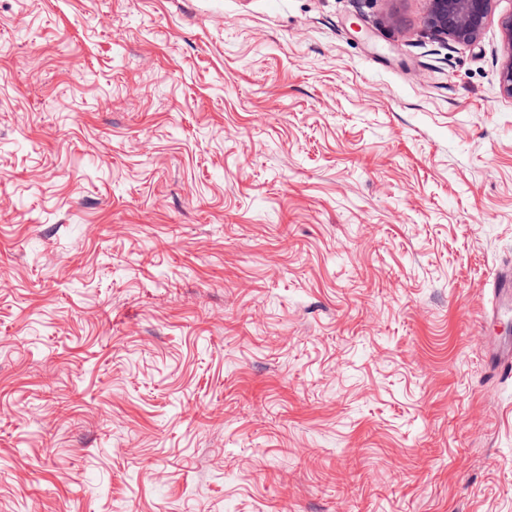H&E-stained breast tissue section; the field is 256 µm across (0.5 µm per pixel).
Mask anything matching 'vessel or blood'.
I'll return each instance as SVG.
<instances>
[{
	"instance_id": "obj_1",
	"label": "vessel or blood",
	"mask_w": 512,
	"mask_h": 512,
	"mask_svg": "<svg viewBox=\"0 0 512 512\" xmlns=\"http://www.w3.org/2000/svg\"><path fill=\"white\" fill-rule=\"evenodd\" d=\"M487 303L478 318L485 363L497 378L512 379V332L505 318L512 314V264L498 267L484 284Z\"/></svg>"
}]
</instances>
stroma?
I'll use <instances>...</instances> for the list:
<instances>
[{
  "instance_id": "35a3bbf8",
  "label": "stroma",
  "mask_w": 512,
  "mask_h": 512,
  "mask_svg": "<svg viewBox=\"0 0 512 512\" xmlns=\"http://www.w3.org/2000/svg\"><path fill=\"white\" fill-rule=\"evenodd\" d=\"M427 9L0 0V512H512L501 33ZM487 303L478 318V335L483 346L485 363L499 379H512V339L509 338L505 316L512 311V264H503L484 283ZM501 325L496 334L491 326Z\"/></svg>"
}]
</instances>
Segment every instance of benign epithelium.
<instances>
[{
  "label": "benign epithelium",
  "instance_id": "obj_1",
  "mask_svg": "<svg viewBox=\"0 0 512 512\" xmlns=\"http://www.w3.org/2000/svg\"><path fill=\"white\" fill-rule=\"evenodd\" d=\"M499 0H429L425 25L433 33L461 45L477 43L494 16ZM502 35L500 86L512 99V10L498 18Z\"/></svg>",
  "mask_w": 512,
  "mask_h": 512
}]
</instances>
